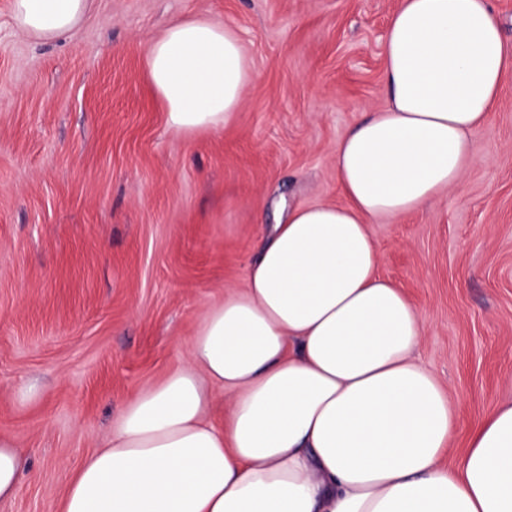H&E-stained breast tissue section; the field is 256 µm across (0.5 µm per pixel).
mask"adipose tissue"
Segmentation results:
<instances>
[{"mask_svg": "<svg viewBox=\"0 0 512 512\" xmlns=\"http://www.w3.org/2000/svg\"><path fill=\"white\" fill-rule=\"evenodd\" d=\"M93 3L13 0V16L53 41ZM511 66L490 0H401L387 105L334 149L344 203L298 205L273 226L245 287L204 312L190 364L137 394L55 512H512V402L471 430L459 467L442 466L456 413L368 224L460 183ZM144 69L167 128L187 137L232 124L256 77L237 30L207 17L169 22ZM24 469L0 436V501Z\"/></svg>", "mask_w": 512, "mask_h": 512, "instance_id": "obj_1", "label": "adipose tissue"}]
</instances>
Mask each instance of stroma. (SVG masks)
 <instances>
[{
    "mask_svg": "<svg viewBox=\"0 0 512 512\" xmlns=\"http://www.w3.org/2000/svg\"><path fill=\"white\" fill-rule=\"evenodd\" d=\"M0 0V435L24 453L0 512H55L123 409L189 360L204 311L281 204L343 203L333 151L386 104L399 0H95L55 41ZM236 27L257 74L235 122L179 136L144 74L175 18ZM458 186L373 219L378 272L425 322L420 355L472 425L512 400V70Z\"/></svg>",
    "mask_w": 512,
    "mask_h": 512,
    "instance_id": "stroma-1",
    "label": "stroma"
}]
</instances>
